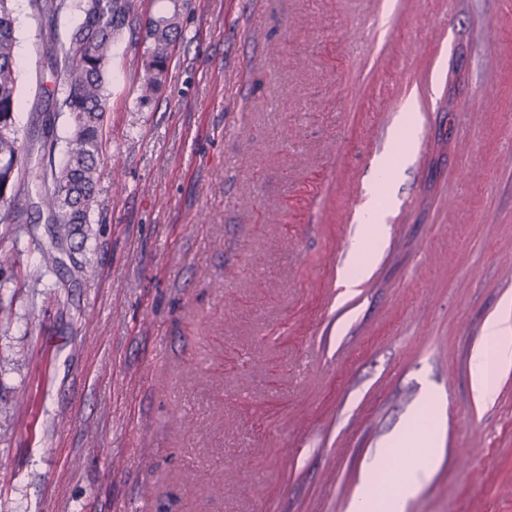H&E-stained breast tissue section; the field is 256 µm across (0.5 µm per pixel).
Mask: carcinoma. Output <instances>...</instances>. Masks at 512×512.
Instances as JSON below:
<instances>
[{
  "mask_svg": "<svg viewBox=\"0 0 512 512\" xmlns=\"http://www.w3.org/2000/svg\"><path fill=\"white\" fill-rule=\"evenodd\" d=\"M11 0H0V206L20 210L22 187L34 184L31 203L48 224L51 247L43 251L45 271L57 263L54 252L82 234L90 223L102 157L108 107L107 75L116 41L129 32L135 43L145 44L138 73L139 107L150 105L165 84L172 47L180 34L179 0L172 7L138 23L137 0H80L82 21L66 40L55 28L69 0H30L40 23V52L53 67L51 99L70 118V135L60 163L52 160L56 143L47 145L49 166L35 173L22 163L24 146L15 126L20 99L15 64V18Z\"/></svg>",
  "mask_w": 512,
  "mask_h": 512,
  "instance_id": "carcinoma-1",
  "label": "carcinoma"
}]
</instances>
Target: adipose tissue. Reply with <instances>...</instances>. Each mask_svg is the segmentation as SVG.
Here are the masks:
<instances>
[{
  "mask_svg": "<svg viewBox=\"0 0 512 512\" xmlns=\"http://www.w3.org/2000/svg\"><path fill=\"white\" fill-rule=\"evenodd\" d=\"M363 218L371 234L360 238L353 248V262L343 279L352 288L364 279L374 258L376 244L381 240L383 207L377 198H370L363 206ZM512 369V307L504 306L490 316L484 327V346L473 358L470 366L472 388L484 404L497 398L498 373ZM433 467L432 454H424L420 464L397 479H367L363 492L353 504V512H403L407 499L429 477Z\"/></svg>",
  "mask_w": 512,
  "mask_h": 512,
  "instance_id": "obj_1",
  "label": "adipose tissue"
}]
</instances>
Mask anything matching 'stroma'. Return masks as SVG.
<instances>
[{
	"mask_svg": "<svg viewBox=\"0 0 512 512\" xmlns=\"http://www.w3.org/2000/svg\"><path fill=\"white\" fill-rule=\"evenodd\" d=\"M13 9L16 126L63 139L37 20ZM180 25L150 107L141 47L114 48L84 248L43 275L45 224L0 209V512H351L428 384L444 421L405 512H512V371L490 406L470 377L512 300V13L187 0ZM409 99L431 126L405 151L371 122ZM390 156L385 237L349 292L365 227L337 223L342 181L367 195Z\"/></svg>",
	"mask_w": 512,
	"mask_h": 512,
	"instance_id": "obj_1",
	"label": "stroma"
}]
</instances>
